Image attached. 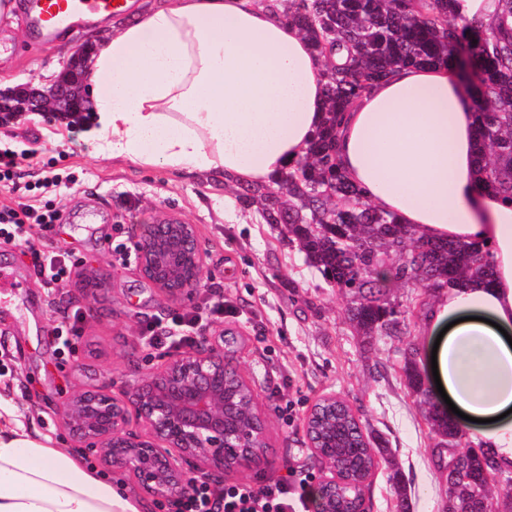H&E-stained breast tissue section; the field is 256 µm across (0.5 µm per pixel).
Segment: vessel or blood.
I'll list each match as a JSON object with an SVG mask.
<instances>
[{
  "mask_svg": "<svg viewBox=\"0 0 512 512\" xmlns=\"http://www.w3.org/2000/svg\"><path fill=\"white\" fill-rule=\"evenodd\" d=\"M122 0H27L26 37L29 43L51 45L65 23L95 15L123 12Z\"/></svg>",
  "mask_w": 512,
  "mask_h": 512,
  "instance_id": "obj_1",
  "label": "vessel or blood"
}]
</instances>
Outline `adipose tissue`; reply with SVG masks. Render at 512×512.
<instances>
[{
    "label": "adipose tissue",
    "instance_id": "1",
    "mask_svg": "<svg viewBox=\"0 0 512 512\" xmlns=\"http://www.w3.org/2000/svg\"><path fill=\"white\" fill-rule=\"evenodd\" d=\"M450 15L512 28L502 0ZM266 0H158L98 37L82 72L94 155L267 186L305 156L325 114L327 62ZM480 101L459 64L396 68L343 112L336 156L376 208L433 241L491 249L492 276L443 290L429 319L451 401L512 470V199L483 187ZM139 497L29 430L0 400V512H145Z\"/></svg>",
    "mask_w": 512,
    "mask_h": 512
}]
</instances>
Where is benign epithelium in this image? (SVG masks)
Masks as SVG:
<instances>
[{
  "label": "benign epithelium",
  "instance_id": "benign-epithelium-1",
  "mask_svg": "<svg viewBox=\"0 0 512 512\" xmlns=\"http://www.w3.org/2000/svg\"><path fill=\"white\" fill-rule=\"evenodd\" d=\"M90 51L89 44L81 45L61 74L40 88L27 82L0 91V113L82 111L81 74ZM135 255L141 276L170 303L190 299L200 284L205 252L195 225L180 218L143 225ZM229 379L244 377L225 355L224 339L204 336L194 351L162 357L123 399L106 387L72 392L61 405L63 425L75 446L95 452L104 467L129 475L158 498L177 497L197 477L268 464L267 453L258 449L265 435L263 417L242 423V400L224 388ZM132 416L144 433L126 430ZM309 447L326 472L316 492V512H365L354 507L355 497L339 489L336 461L315 443ZM190 460L196 468L188 471L184 464Z\"/></svg>",
  "mask_w": 512,
  "mask_h": 512
}]
</instances>
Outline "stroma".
<instances>
[{
	"label": "stroma",
	"mask_w": 512,
	"mask_h": 512,
	"mask_svg": "<svg viewBox=\"0 0 512 512\" xmlns=\"http://www.w3.org/2000/svg\"><path fill=\"white\" fill-rule=\"evenodd\" d=\"M112 28L99 18L65 32L49 48L30 46L21 15L0 20V89L58 75L89 37ZM0 148L15 152L16 184L0 183V205L38 204L34 185L49 173L78 183L62 200L64 224L53 251L71 260L72 274L55 297L41 286L25 245L0 244V266L14 287L0 288V397L17 418L87 465L94 453L74 448L60 406L72 391L108 387L123 397L134 379L155 368L164 351L143 338L147 324L225 298L236 315L210 319L205 335H223L226 355L253 388L266 417L269 465L259 473L225 474L226 484L258 483L303 470L314 493L321 468L304 424L312 405L345 399L366 433L385 450L365 488L366 512H395L390 478L400 472L409 512H443L446 471L431 458L434 434L405 385L403 358L391 345L362 351L347 316V299L308 264L279 228L256 209L224 207L233 187L165 169L141 170L125 160L90 153L80 125L49 113L0 123ZM176 216L195 225L207 253L200 286L181 304L164 303L133 257L137 225ZM80 312L69 345L48 335L50 321Z\"/></svg>",
	"instance_id": "35a3bbf8"
}]
</instances>
